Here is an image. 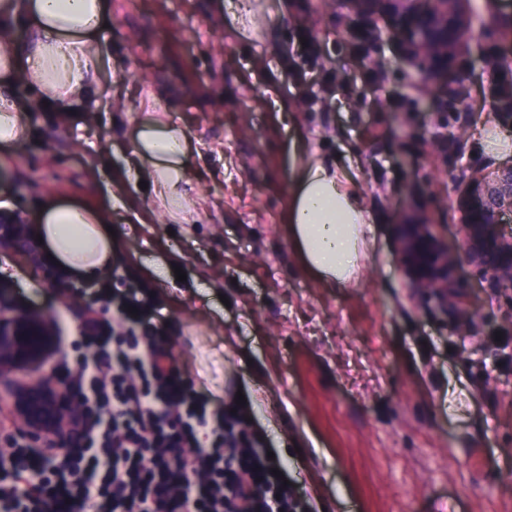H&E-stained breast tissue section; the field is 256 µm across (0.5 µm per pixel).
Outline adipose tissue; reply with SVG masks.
Here are the masks:
<instances>
[{
  "label": "adipose tissue",
  "mask_w": 512,
  "mask_h": 512,
  "mask_svg": "<svg viewBox=\"0 0 512 512\" xmlns=\"http://www.w3.org/2000/svg\"><path fill=\"white\" fill-rule=\"evenodd\" d=\"M101 0H0V144L14 146L29 136L32 106L66 114L95 90L91 76L105 50L96 33ZM24 42H16L17 29ZM27 94L12 95L15 79ZM191 145L175 123L146 112L125 160L128 181L146 182L154 208L138 215L142 224L199 211L203 196H190ZM113 211L66 204L46 197L33 235L56 266L87 280L103 278L112 267ZM288 222L294 249L304 266L327 287L358 282L363 259L374 242L366 229L364 198L341 161L314 158L294 178Z\"/></svg>",
  "instance_id": "obj_1"
}]
</instances>
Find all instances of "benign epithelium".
Masks as SVG:
<instances>
[{"instance_id": "1", "label": "benign epithelium", "mask_w": 512, "mask_h": 512, "mask_svg": "<svg viewBox=\"0 0 512 512\" xmlns=\"http://www.w3.org/2000/svg\"><path fill=\"white\" fill-rule=\"evenodd\" d=\"M356 13L386 18L404 62L426 74L446 73L456 67L460 50L448 42V26L468 23L465 0H351ZM426 12L427 29L418 32L410 20ZM462 213V248L457 255L431 232L427 224L396 225L400 260L413 287L429 295L455 318L459 332L466 331L469 316L462 306L456 270L461 262L472 266L489 287L512 294V165L492 172L474 170L458 199ZM57 350L51 324L31 316L0 289V384H6L16 414L24 422L19 431L29 447L43 448L53 431L58 448L52 460L62 459L61 449L81 440L72 420L78 396L46 368Z\"/></svg>"}]
</instances>
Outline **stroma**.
Returning <instances> with one entry per match:
<instances>
[{"mask_svg":"<svg viewBox=\"0 0 512 512\" xmlns=\"http://www.w3.org/2000/svg\"><path fill=\"white\" fill-rule=\"evenodd\" d=\"M253 3L240 21L225 0H103L97 93L62 120L30 113L29 140L0 146V201L32 223L48 195L111 210L93 172L122 169L150 102L188 136L208 208L174 226L111 211V273L64 296L34 240L23 260L0 245V286L53 323L69 383L81 308L146 287L140 344L164 337L210 409L244 394L248 432L328 512H512V296L459 266L472 321L458 333L414 292L393 230L426 223L460 252V189L472 170L512 160L489 105L486 38L463 50L464 74L427 78L396 57L383 18L356 53L344 0ZM305 146L343 160L363 193L377 248L357 285L324 286L292 248ZM151 261L186 281L155 280Z\"/></svg>","mask_w":512,"mask_h":512,"instance_id":"stroma-1","label":"stroma"}]
</instances>
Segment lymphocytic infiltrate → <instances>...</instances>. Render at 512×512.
I'll return each instance as SVG.
<instances>
[{"instance_id":"lymphocytic-infiltrate-1","label":"lymphocytic infiltrate","mask_w":512,"mask_h":512,"mask_svg":"<svg viewBox=\"0 0 512 512\" xmlns=\"http://www.w3.org/2000/svg\"><path fill=\"white\" fill-rule=\"evenodd\" d=\"M77 331L83 439L57 466L19 439L0 451V512H311L260 439L225 433L236 414L209 409L164 340L112 335L94 310Z\"/></svg>"}]
</instances>
